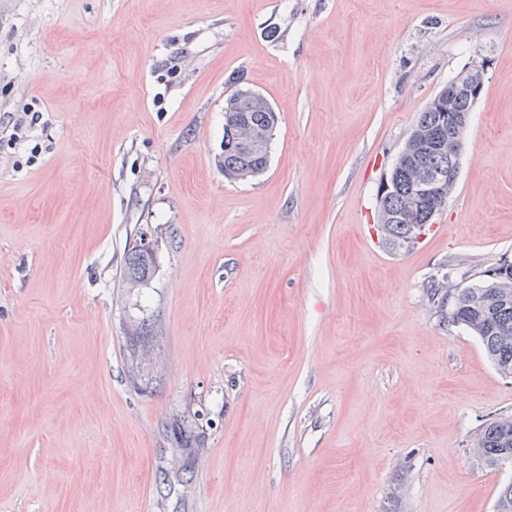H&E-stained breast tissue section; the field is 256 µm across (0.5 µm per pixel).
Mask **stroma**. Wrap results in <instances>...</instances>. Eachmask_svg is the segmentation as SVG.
<instances>
[{"mask_svg":"<svg viewBox=\"0 0 512 512\" xmlns=\"http://www.w3.org/2000/svg\"><path fill=\"white\" fill-rule=\"evenodd\" d=\"M479 64L456 191L391 252L377 186ZM238 76L279 113L248 181ZM3 112L43 119L0 152V512H495L512 376L428 283L512 257V0H0ZM252 92L261 100L264 98L260 93ZM254 95L234 93L224 102V155L219 166L227 180L255 178L269 165L279 113L260 104ZM235 118L246 124L239 133L228 130ZM147 233L151 237V232L148 227L139 228L135 244L129 248L124 258L122 275L124 281L130 288L138 287L153 274L154 266L151 249L142 245V242L147 238ZM478 456L493 468L512 465V416L485 424L476 441Z\"/></svg>","mask_w":512,"mask_h":512,"instance_id":"35a3bbf8","label":"stroma"}]
</instances>
